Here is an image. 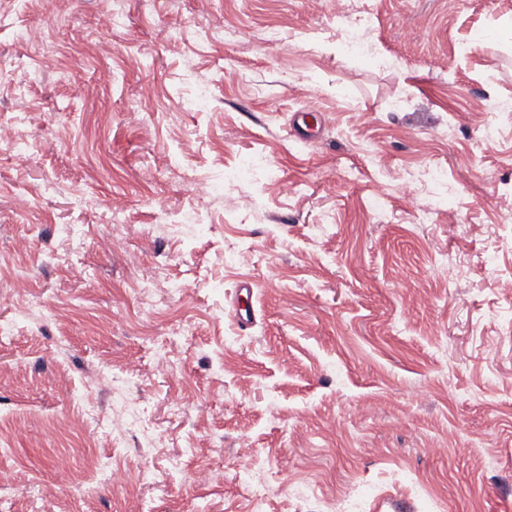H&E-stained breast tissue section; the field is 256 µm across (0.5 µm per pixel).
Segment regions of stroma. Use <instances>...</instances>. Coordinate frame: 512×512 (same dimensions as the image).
Returning <instances> with one entry per match:
<instances>
[{"label": "stroma", "instance_id": "35a3bbf8", "mask_svg": "<svg viewBox=\"0 0 512 512\" xmlns=\"http://www.w3.org/2000/svg\"><path fill=\"white\" fill-rule=\"evenodd\" d=\"M356 7L364 56L309 0H0V512H512V0ZM106 477L113 487L131 488L140 480V475L120 461H113L107 466Z\"/></svg>", "mask_w": 512, "mask_h": 512}]
</instances>
